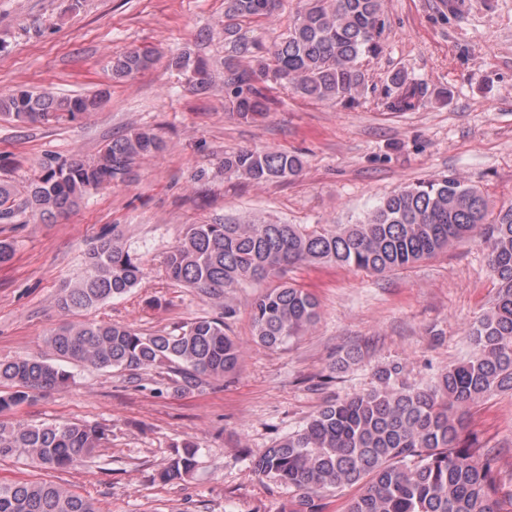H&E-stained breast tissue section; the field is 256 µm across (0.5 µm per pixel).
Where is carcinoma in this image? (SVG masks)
Returning a JSON list of instances; mask_svg holds the SVG:
<instances>
[{
	"label": "carcinoma",
	"mask_w": 512,
	"mask_h": 512,
	"mask_svg": "<svg viewBox=\"0 0 512 512\" xmlns=\"http://www.w3.org/2000/svg\"><path fill=\"white\" fill-rule=\"evenodd\" d=\"M288 34L267 54L242 34L241 22L272 16L280 0H224V40L253 64L224 61V88L232 111L254 120L267 111L259 82L282 85L312 101L356 102L365 88L363 58L381 50L383 0H303ZM157 60L152 47L132 48L112 58V78L123 80ZM171 65L191 72L193 89L204 94L206 65L188 51ZM387 107L408 112L420 106L424 88L402 70L394 72ZM103 96L53 97L26 89L0 93V115L22 123L74 119L96 111ZM162 150L151 129L136 127L112 139L96 159H51L19 188L0 181V223L15 224L26 212L41 218L64 214L93 191L123 182L143 158ZM224 172L256 184L300 175L302 159L281 150H240L224 156ZM479 237L497 295L468 331L470 353L433 380L411 385L392 362L374 372L368 391L325 403L299 429L255 458L254 471L299 492L300 512H318L311 494L360 487L346 512H501L495 462L466 437L470 410L512 391V203L493 205L475 185L443 177L418 181L380 200L355 224H283L226 219L190 224L167 253L165 271L176 284L193 288L224 307V316H199L179 332L144 334L121 323H67L48 339L53 361L18 358L0 362V415L33 392L67 386L64 364L86 363L117 370L164 369L175 392L190 393L239 368L240 346L228 334L240 288L276 285L251 302L253 342L279 350L318 318L314 297L286 280L295 265L339 266L382 274L409 267ZM145 276L139 259L107 233L87 254L86 274L57 299L64 313L87 310L137 287ZM8 390H2V387ZM97 425H8L0 422V459L22 455L46 470L84 465L102 445ZM198 446L182 451L159 473L171 483L196 467ZM0 512H98L95 502L52 482L0 481Z\"/></svg>",
	"instance_id": "1"
}]
</instances>
